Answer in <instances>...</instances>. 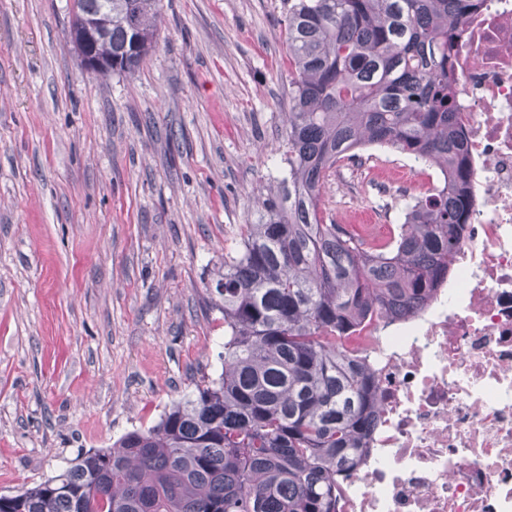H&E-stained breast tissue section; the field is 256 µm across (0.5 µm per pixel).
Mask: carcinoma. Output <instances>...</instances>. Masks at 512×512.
I'll return each instance as SVG.
<instances>
[{
    "label": "carcinoma",
    "instance_id": "carcinoma-1",
    "mask_svg": "<svg viewBox=\"0 0 512 512\" xmlns=\"http://www.w3.org/2000/svg\"><path fill=\"white\" fill-rule=\"evenodd\" d=\"M84 0L112 70L133 73L157 44L158 0ZM480 0H293L286 45L287 169L243 249L214 272L224 312L221 373L155 425L89 452L8 497L0 512H336V487L381 402L347 356L370 313L429 298L448 277L471 208L466 140L448 67ZM368 145L431 162L443 176L373 245L326 224L336 162Z\"/></svg>",
    "mask_w": 512,
    "mask_h": 512
}]
</instances>
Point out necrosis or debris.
Here are the masks:
<instances>
[{
  "label": "necrosis or debris",
  "mask_w": 512,
  "mask_h": 512,
  "mask_svg": "<svg viewBox=\"0 0 512 512\" xmlns=\"http://www.w3.org/2000/svg\"><path fill=\"white\" fill-rule=\"evenodd\" d=\"M452 62L470 220L433 296L356 329L381 409L336 512H512V0H482Z\"/></svg>",
  "instance_id": "1"
}]
</instances>
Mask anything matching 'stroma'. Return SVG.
<instances>
[{"label": "stroma", "mask_w": 512, "mask_h": 512, "mask_svg": "<svg viewBox=\"0 0 512 512\" xmlns=\"http://www.w3.org/2000/svg\"><path fill=\"white\" fill-rule=\"evenodd\" d=\"M158 43L97 77L71 0H0V495L156 424L221 372L213 271L286 164L283 0H160ZM405 154L339 161L320 207L403 221Z\"/></svg>", "instance_id": "35a3bbf8"}]
</instances>
